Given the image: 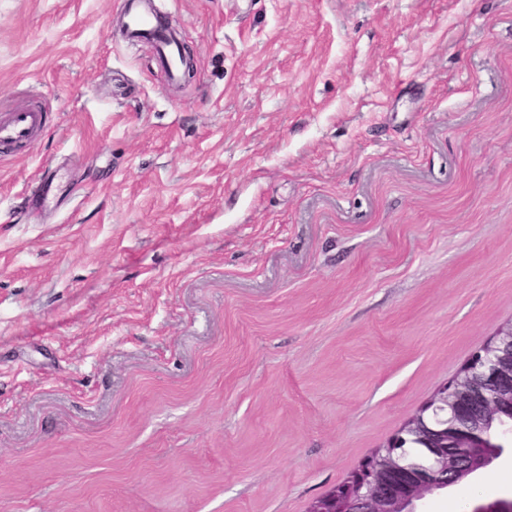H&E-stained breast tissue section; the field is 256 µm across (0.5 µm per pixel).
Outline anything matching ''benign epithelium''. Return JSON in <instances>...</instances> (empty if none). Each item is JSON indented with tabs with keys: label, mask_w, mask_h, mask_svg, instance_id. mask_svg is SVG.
Returning <instances> with one entry per match:
<instances>
[{
	"label": "benign epithelium",
	"mask_w": 512,
	"mask_h": 512,
	"mask_svg": "<svg viewBox=\"0 0 512 512\" xmlns=\"http://www.w3.org/2000/svg\"><path fill=\"white\" fill-rule=\"evenodd\" d=\"M512 416V322L475 352L385 445L307 512H425L463 480L512 453V423L486 435L487 421ZM469 512H512V497L479 499Z\"/></svg>",
	"instance_id": "obj_1"
}]
</instances>
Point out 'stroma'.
Wrapping results in <instances>:
<instances>
[{
  "label": "stroma",
  "mask_w": 512,
  "mask_h": 512,
  "mask_svg": "<svg viewBox=\"0 0 512 512\" xmlns=\"http://www.w3.org/2000/svg\"><path fill=\"white\" fill-rule=\"evenodd\" d=\"M154 5L0 0V512H307L512 321V0ZM125 37L130 41H148L171 80L180 78L175 45L170 33L146 12L141 0H122ZM46 126V115L40 110L0 114V153L18 145L32 144Z\"/></svg>",
  "instance_id": "35a3bbf8"
}]
</instances>
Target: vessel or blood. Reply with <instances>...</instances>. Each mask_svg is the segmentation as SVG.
<instances>
[{"label":"vessel or blood","instance_id":"1","mask_svg":"<svg viewBox=\"0 0 512 512\" xmlns=\"http://www.w3.org/2000/svg\"><path fill=\"white\" fill-rule=\"evenodd\" d=\"M125 36L131 41L150 42L170 79L180 77L175 45L170 33L146 12L141 0H122ZM46 125L44 112H13L0 116V151L33 143Z\"/></svg>","mask_w":512,"mask_h":512}]
</instances>
